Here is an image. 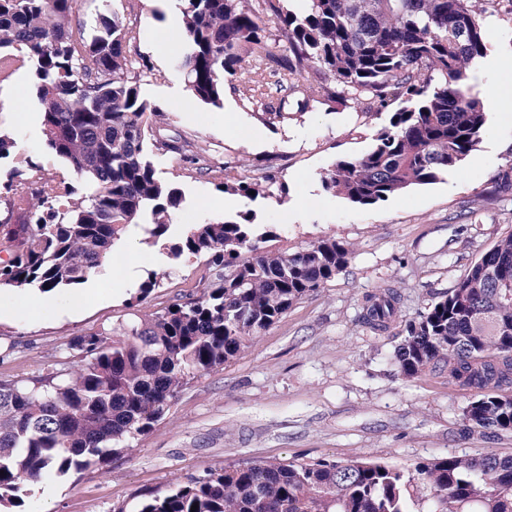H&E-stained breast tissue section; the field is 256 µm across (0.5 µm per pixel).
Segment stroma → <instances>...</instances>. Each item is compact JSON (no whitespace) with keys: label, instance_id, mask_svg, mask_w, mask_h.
I'll return each mask as SVG.
<instances>
[{"label":"stroma","instance_id":"stroma-1","mask_svg":"<svg viewBox=\"0 0 512 512\" xmlns=\"http://www.w3.org/2000/svg\"><path fill=\"white\" fill-rule=\"evenodd\" d=\"M85 34L99 14L117 16L129 40L142 96L166 114L164 138L189 152L205 150L210 168L199 171L178 154L148 144L159 179L178 188L182 203L170 239L188 225L251 213L272 228L274 246L300 250L325 236L350 243L347 267L292 305L253 336L223 367L196 373L169 414L131 451L81 473L50 476L33 487L25 512H137L139 495L227 466L278 460H374L401 468L451 455L493 453L512 457V431H468L463 410L469 391L435 372L408 380L394 364L396 333L377 335L361 321L365 296L392 287L401 314L412 319L454 288L469 267L512 232V188L495 177L512 167V108L487 116L476 151L437 181L369 207L350 204L324 189L322 177L337 160L372 145L387 115L363 117L337 104L311 102L303 113L273 118L281 97L273 61L251 57L242 78L226 83L222 107L197 101L189 88L172 89L167 72L178 51L161 59L144 48L152 29L179 0H78ZM32 71L22 52L0 62V132L15 141L0 160V186L13 171L62 179L76 196L88 195L87 178L46 150ZM274 174L271 194L250 199L228 192L245 177ZM491 193L478 201L479 193ZM137 256L130 285L117 289L111 262L85 283L83 304L70 311L45 305L31 291L27 311L9 316L12 290L0 288V379L25 380L76 359L74 337L111 332L135 312L162 311L177 297L202 292V263L173 259L163 247L131 234L113 256ZM160 284L139 307L131 302L148 272Z\"/></svg>","mask_w":512,"mask_h":512}]
</instances>
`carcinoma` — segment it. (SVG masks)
I'll list each match as a JSON object with an SVG mask.
<instances>
[{
	"label": "carcinoma",
	"mask_w": 512,
	"mask_h": 512,
	"mask_svg": "<svg viewBox=\"0 0 512 512\" xmlns=\"http://www.w3.org/2000/svg\"><path fill=\"white\" fill-rule=\"evenodd\" d=\"M499 2L297 0L285 12L269 4L283 47L275 63L288 82L275 116L307 109L301 81L311 74L324 100L344 109L399 102L367 152L336 161L325 190L375 205L477 150L487 115L468 78L487 55L482 22ZM76 10L77 0H0V51H22L30 63L44 144L93 186L75 198L61 180L14 172L9 207L26 221H0V288H73L134 228L174 259L204 258L208 276L197 298L110 336L78 337L77 366L0 380V504L21 503L51 471L79 473L129 450L127 439L148 433L191 376L235 357L352 252L331 237L293 253L269 248L275 233L247 212L193 224L168 243L182 194L157 178L146 150L164 113L140 93L119 18L99 15L86 38ZM181 12L188 49L179 66L194 97L220 107L224 83L268 46L263 12L249 0H181ZM233 190L267 195L264 180ZM398 311L397 295L379 290L362 322L384 332ZM394 363L406 379L441 371L473 391L463 411L472 430H512V232L406 323ZM420 488L429 491L425 512H512V457L453 455L407 471L372 460L224 467L143 495L137 512H413Z\"/></svg>",
	"instance_id": "cac0c4a2"
}]
</instances>
